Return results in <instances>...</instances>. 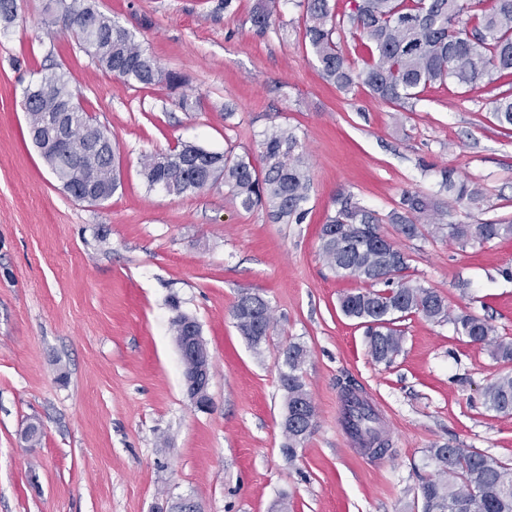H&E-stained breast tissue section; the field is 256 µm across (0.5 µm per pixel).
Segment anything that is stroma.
Wrapping results in <instances>:
<instances>
[{
	"label": "stroma",
	"mask_w": 512,
	"mask_h": 512,
	"mask_svg": "<svg viewBox=\"0 0 512 512\" xmlns=\"http://www.w3.org/2000/svg\"><path fill=\"white\" fill-rule=\"evenodd\" d=\"M46 2L16 0L15 21H0V512H159L170 496L204 512H271L281 501L288 512H417L434 443L512 463V415L482 404L506 364L418 315L402 321L394 363L373 361L363 327L338 306L361 283L336 277L319 251L334 199L351 194L408 253L411 278L512 342V279L502 274L512 238L462 246L446 230L512 221V129L490 110L506 81L435 85L399 107L321 77L299 0H283L263 32L250 21L257 0H88L185 78L175 89L133 87L105 74L75 34L49 30ZM51 67L118 146L123 186L109 200L71 197L28 136L23 89ZM277 124L295 132L310 166L303 223L243 211L221 185L175 195L140 174L143 156L184 142L259 158ZM446 166L483 186V205L454 206L443 230L398 236L388 216L402 193H435ZM248 289L276 319L257 348L231 316ZM181 313L199 323L212 358L207 410L182 386L172 331ZM291 342L308 351L317 427L290 463L278 376ZM347 383L381 415L386 456L365 454L344 430ZM31 423L33 448L22 437Z\"/></svg>",
	"instance_id": "obj_1"
}]
</instances>
